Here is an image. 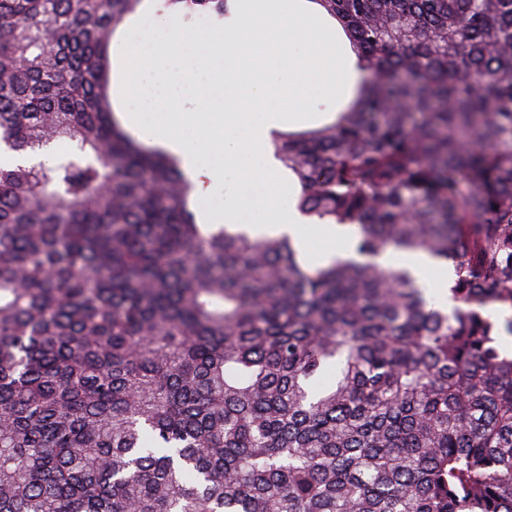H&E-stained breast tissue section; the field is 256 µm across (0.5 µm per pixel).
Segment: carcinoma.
Here are the masks:
<instances>
[{
    "mask_svg": "<svg viewBox=\"0 0 512 512\" xmlns=\"http://www.w3.org/2000/svg\"><path fill=\"white\" fill-rule=\"evenodd\" d=\"M315 2L367 82L274 153L361 261L197 223L112 108L143 0H0V512H512V0ZM379 262L394 267H407L419 277L427 294L440 304H448V263L430 259L422 253L388 251Z\"/></svg>",
    "mask_w": 512,
    "mask_h": 512,
    "instance_id": "1",
    "label": "carcinoma"
}]
</instances>
